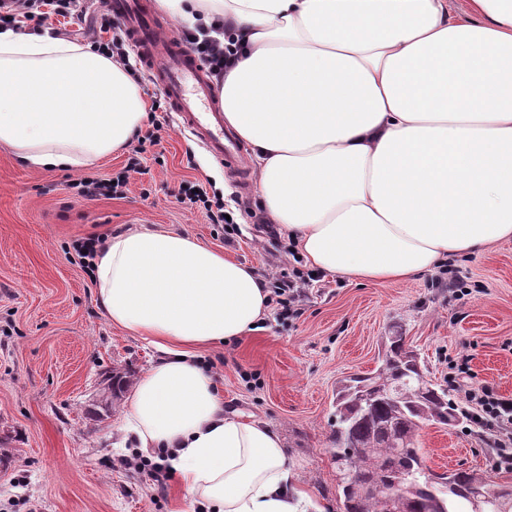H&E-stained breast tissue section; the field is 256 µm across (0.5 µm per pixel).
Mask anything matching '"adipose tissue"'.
<instances>
[{"label": "adipose tissue", "instance_id": "1", "mask_svg": "<svg viewBox=\"0 0 512 512\" xmlns=\"http://www.w3.org/2000/svg\"><path fill=\"white\" fill-rule=\"evenodd\" d=\"M240 36L218 90L254 149L259 202L305 262L404 282L512 240V0H156ZM143 93L101 49L0 28V143L86 170L127 146ZM106 318L158 353L125 430L207 512H315L277 430L224 410L199 346L251 332L256 269L178 230L112 235L93 260Z\"/></svg>", "mask_w": 512, "mask_h": 512}]
</instances>
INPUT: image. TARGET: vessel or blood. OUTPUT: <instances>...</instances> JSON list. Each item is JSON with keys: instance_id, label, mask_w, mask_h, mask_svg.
Listing matches in <instances>:
<instances>
[{"instance_id": "1", "label": "vessel or blood", "mask_w": 512, "mask_h": 512, "mask_svg": "<svg viewBox=\"0 0 512 512\" xmlns=\"http://www.w3.org/2000/svg\"><path fill=\"white\" fill-rule=\"evenodd\" d=\"M111 12L139 46L147 78L165 95L180 130L195 136L219 163L238 164L244 145L224 123L206 66L187 46L160 42L154 18L139 0H112Z\"/></svg>"}]
</instances>
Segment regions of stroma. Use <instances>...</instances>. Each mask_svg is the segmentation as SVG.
Instances as JSON below:
<instances>
[{"mask_svg":"<svg viewBox=\"0 0 512 512\" xmlns=\"http://www.w3.org/2000/svg\"><path fill=\"white\" fill-rule=\"evenodd\" d=\"M149 167L133 173V164ZM128 175L124 197L88 199L85 177ZM211 180L215 189L257 199L254 160L228 171L177 125L161 145L138 141L84 173L24 166L0 144V512H177L169 479L158 493L145 473L124 466V403L100 401L113 368L139 376L156 356L141 337L115 327L98 303L92 275L75 246L130 228L180 230L265 272L285 253V237L256 231L235 213L241 232L177 198L181 183ZM473 293L458 300L437 271L399 283H356L321 273L302 313L270 314L258 330L199 350L224 396V409L277 429L302 489L336 512L333 402L345 376L378 366L386 336L402 326L428 379L448 382L449 358L464 357L469 385L512 398V241L458 259ZM498 430L426 425L418 437L429 471L459 468L512 484L494 468Z\"/></svg>","mask_w":512,"mask_h":512,"instance_id":"1","label":"stroma"}]
</instances>
